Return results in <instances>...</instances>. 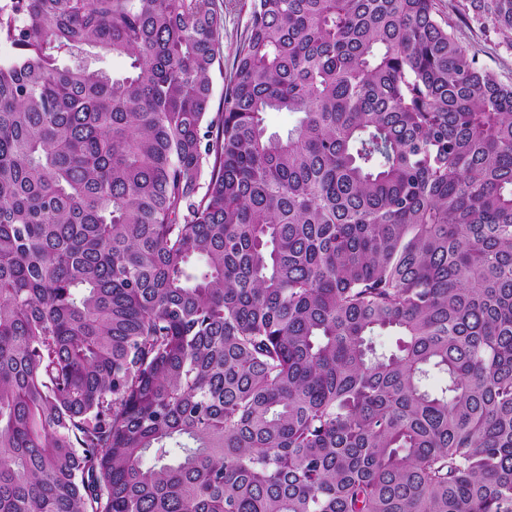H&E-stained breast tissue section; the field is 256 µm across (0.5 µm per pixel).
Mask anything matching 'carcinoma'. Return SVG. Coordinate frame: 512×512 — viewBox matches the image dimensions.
I'll return each mask as SVG.
<instances>
[{
    "label": "carcinoma",
    "instance_id": "carcinoma-1",
    "mask_svg": "<svg viewBox=\"0 0 512 512\" xmlns=\"http://www.w3.org/2000/svg\"><path fill=\"white\" fill-rule=\"evenodd\" d=\"M223 31L0 0V512H512V83L434 0H251L213 116ZM299 118L300 114L293 112H268L265 115L267 132L286 137L288 131L297 125Z\"/></svg>",
    "mask_w": 512,
    "mask_h": 512
}]
</instances>
